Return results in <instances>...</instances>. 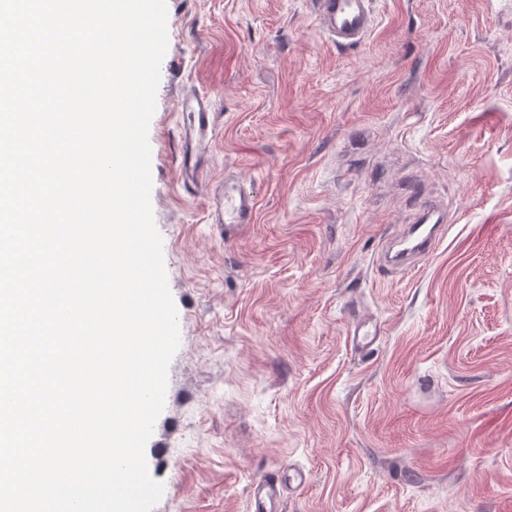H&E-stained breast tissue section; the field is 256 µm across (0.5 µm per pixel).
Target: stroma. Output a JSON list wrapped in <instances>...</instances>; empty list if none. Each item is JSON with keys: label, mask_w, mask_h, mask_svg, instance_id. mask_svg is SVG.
I'll return each mask as SVG.
<instances>
[{"label": "stroma", "mask_w": 512, "mask_h": 512, "mask_svg": "<svg viewBox=\"0 0 512 512\" xmlns=\"http://www.w3.org/2000/svg\"><path fill=\"white\" fill-rule=\"evenodd\" d=\"M358 46L315 0H168L149 126L154 221L180 345L145 455L153 512H512V0H373ZM214 131L187 193V116ZM258 220L225 234L215 183ZM430 201L413 269L382 243ZM380 335L349 344L353 317ZM181 105L182 111L190 114L189 138L191 132H194L199 141L206 140L211 131L213 114L209 99L205 96H193L183 100ZM212 199L216 208L212 212L213 223L224 226L256 223L258 200L246 182L225 176L224 184L215 186ZM282 476H265L251 485V512H282Z\"/></svg>", "instance_id": "1"}]
</instances>
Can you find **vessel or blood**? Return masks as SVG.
<instances>
[{"mask_svg":"<svg viewBox=\"0 0 512 512\" xmlns=\"http://www.w3.org/2000/svg\"><path fill=\"white\" fill-rule=\"evenodd\" d=\"M371 0H316V16L322 32L337 45H360L372 31L374 18ZM183 111L190 114V130L199 140H206L212 126L211 104L207 97L194 96L183 100ZM213 203L219 208L213 221L237 226L257 221L258 200L246 182L237 178L225 179L216 185ZM447 220V212L440 206L427 205L413 223L404 225L382 250L380 261L390 267H408L429 254L436 245V233ZM380 334L379 327L368 326L365 320H356L350 330L352 347L359 352L369 350ZM282 478L267 476L252 484L250 512H282Z\"/></svg>","mask_w":512,"mask_h":512,"instance_id":"vessel-or-blood-1","label":"vessel or blood"}]
</instances>
